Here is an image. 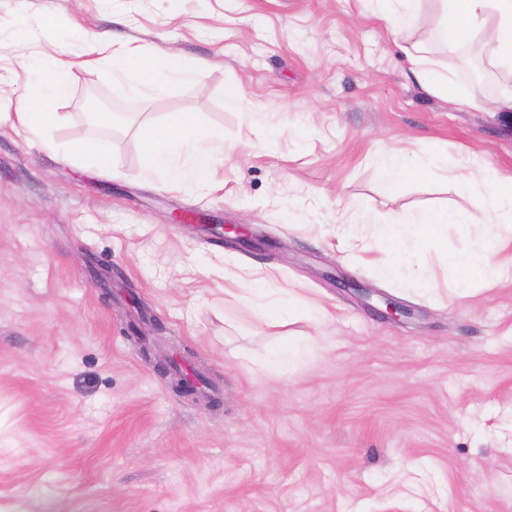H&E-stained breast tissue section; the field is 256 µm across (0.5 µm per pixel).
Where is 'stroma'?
<instances>
[{
	"instance_id": "stroma-1",
	"label": "stroma",
	"mask_w": 512,
	"mask_h": 512,
	"mask_svg": "<svg viewBox=\"0 0 512 512\" xmlns=\"http://www.w3.org/2000/svg\"><path fill=\"white\" fill-rule=\"evenodd\" d=\"M44 16L54 28L15 46L18 23ZM77 24L209 70L130 96L109 59L81 67ZM415 39L459 93L489 100L512 81L448 54L430 7L397 39L369 0H0V512H512V282L456 297L446 273L480 227L449 226L444 251L411 237L431 294L336 237L355 211L366 235L470 207L444 170L487 160L512 174V116L415 85ZM20 53L74 61L49 136L100 141L111 173L60 163L18 126ZM232 89L245 111L225 107ZM93 91L113 124L84 113ZM172 112L223 135L213 187L144 179L136 128ZM390 146L439 149L445 167L390 190ZM179 211L245 225L250 242L172 223ZM244 266L326 306L329 332L225 303V270ZM390 302L414 318L385 317ZM290 333L305 357L264 374Z\"/></svg>"
}]
</instances>
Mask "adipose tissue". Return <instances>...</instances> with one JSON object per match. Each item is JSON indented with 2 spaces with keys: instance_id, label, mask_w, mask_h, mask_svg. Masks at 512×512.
<instances>
[{
  "instance_id": "ef3b65f1",
  "label": "adipose tissue",
  "mask_w": 512,
  "mask_h": 512,
  "mask_svg": "<svg viewBox=\"0 0 512 512\" xmlns=\"http://www.w3.org/2000/svg\"><path fill=\"white\" fill-rule=\"evenodd\" d=\"M375 15L394 33L416 30L421 21V0H374ZM441 13L445 46L448 53L475 42H482L493 64L512 73V0H436ZM93 51L109 52L112 77L125 84L129 92L140 97H153L169 85L201 80L208 69L207 62L184 65L177 57L157 56L156 52L117 45L99 37L89 38ZM412 75L429 93L461 109H484L483 101L461 96L455 89L450 73L434 68L422 53L410 55ZM24 66L34 74L32 88L18 104L17 119L22 128L37 135L58 121L53 104L70 91L71 64L59 59L46 66L36 58H23ZM143 156L145 177L162 175L170 184L180 186L206 185L224 152L223 136L201 124L197 113L174 112L161 124L142 123L137 129ZM459 190L476 197L479 209H433L422 213L417 224L426 229L436 248H444L445 230L451 225L483 226L484 231L462 254L449 257L448 266L456 276V287L464 288L480 282L495 286L512 281V260H502L501 254L512 246V186L491 162H483L475 170L457 177ZM409 231L404 221L376 225L371 237H352L345 249L354 257L380 247L383 252L381 273L386 277L405 276L413 279L417 288L429 292L435 289L433 276L417 266L414 253L407 244ZM249 304L258 314L276 324H292L298 315L317 326L329 325L333 316L320 304H306L296 289L273 296L264 280L255 279L249 290Z\"/></svg>"
}]
</instances>
